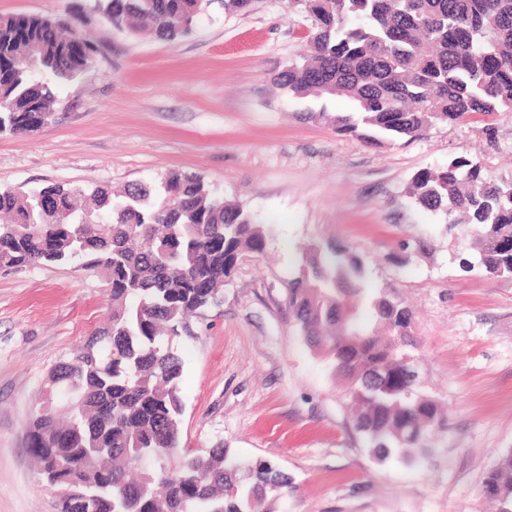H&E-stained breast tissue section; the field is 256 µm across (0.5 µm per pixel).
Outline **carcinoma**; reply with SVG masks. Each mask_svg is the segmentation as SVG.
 Instances as JSON below:
<instances>
[{
	"label": "carcinoma",
	"instance_id": "1",
	"mask_svg": "<svg viewBox=\"0 0 512 512\" xmlns=\"http://www.w3.org/2000/svg\"><path fill=\"white\" fill-rule=\"evenodd\" d=\"M202 0H98L131 38L174 41ZM308 22L307 51L273 78L283 94L343 96L350 112L308 108L367 144L416 139L440 124L512 114V0H288ZM101 47L62 18L0 15V134L27 135L52 116L56 83L78 82ZM407 202L462 226L464 269L512 276V181L488 179L457 158L425 170ZM270 229L193 174L169 173L122 192L51 184L0 189V269L76 265L99 270L111 308L103 326L45 380L27 448L59 512H274L293 482L275 462H243L225 448L179 453L183 413L178 344L189 317L216 304L246 253ZM364 256L320 242L299 250L287 301L309 347L341 375L355 427L372 455L428 458L446 412L407 379L410 311L366 284ZM484 485L512 512V451Z\"/></svg>",
	"mask_w": 512,
	"mask_h": 512
}]
</instances>
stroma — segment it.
Masks as SVG:
<instances>
[{
    "instance_id": "1",
    "label": "stroma",
    "mask_w": 512,
    "mask_h": 512,
    "mask_svg": "<svg viewBox=\"0 0 512 512\" xmlns=\"http://www.w3.org/2000/svg\"><path fill=\"white\" fill-rule=\"evenodd\" d=\"M80 9L98 65L59 83L53 121L0 135V188L150 183L201 176L271 230L246 254L223 300L182 338V444L269 459L296 491L277 512H492L487 472L512 451V276L463 270L456 232L408 204L418 172L459 158L512 179V115L486 136L483 116L410 142L368 145L299 119L303 103L271 84L306 45L286 0L230 13L203 0L175 41L113 32L95 0H0V15ZM330 240L364 254L368 282L412 312L419 389L448 411L426 463L376 462L350 418L343 382L297 331L286 288L300 246ZM108 286L95 271H0V512H58L26 446L48 372L104 322Z\"/></svg>"
}]
</instances>
